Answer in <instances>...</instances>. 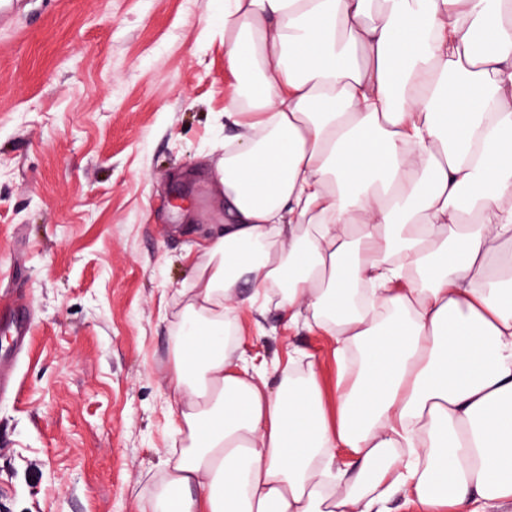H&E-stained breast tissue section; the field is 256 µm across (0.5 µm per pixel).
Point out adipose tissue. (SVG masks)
<instances>
[{"instance_id":"adipose-tissue-1","label":"adipose tissue","mask_w":512,"mask_h":512,"mask_svg":"<svg viewBox=\"0 0 512 512\" xmlns=\"http://www.w3.org/2000/svg\"><path fill=\"white\" fill-rule=\"evenodd\" d=\"M224 45L228 218L152 512L512 502V253L486 264L512 242V0H224ZM271 304L335 337L333 407L315 368L273 388L229 362L237 310Z\"/></svg>"}]
</instances>
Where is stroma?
<instances>
[{"instance_id":"35a3bbf8","label":"stroma","mask_w":512,"mask_h":512,"mask_svg":"<svg viewBox=\"0 0 512 512\" xmlns=\"http://www.w3.org/2000/svg\"><path fill=\"white\" fill-rule=\"evenodd\" d=\"M223 27L224 0H0V512H149L181 445L178 299L224 223L215 166L236 132ZM235 331L270 385L312 361L333 403V337L272 305Z\"/></svg>"}]
</instances>
